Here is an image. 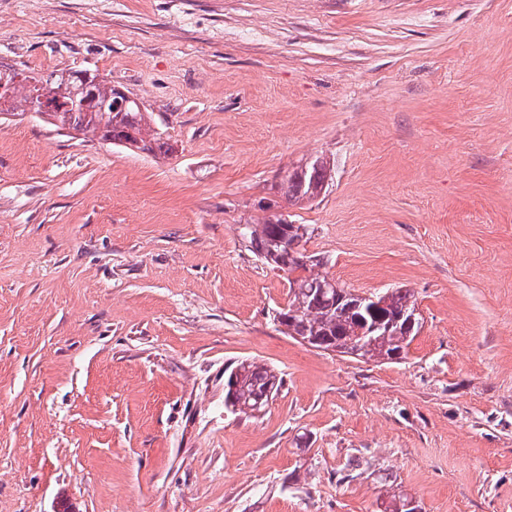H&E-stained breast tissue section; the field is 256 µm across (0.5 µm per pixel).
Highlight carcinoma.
Masks as SVG:
<instances>
[{"label":"carcinoma","instance_id":"carcinoma-1","mask_svg":"<svg viewBox=\"0 0 512 512\" xmlns=\"http://www.w3.org/2000/svg\"><path fill=\"white\" fill-rule=\"evenodd\" d=\"M8 78L6 94L0 93V112L8 113L23 108L31 111L47 92L58 100L69 101L79 88L77 79L37 77L16 69L9 73L0 71V80ZM95 110L74 108L67 112H53L47 122L57 128L70 130L77 135L92 134L112 139L115 145L134 147L140 151L165 154L166 143L161 141L151 127L150 113L143 111L134 99H128L122 109L114 107L117 88L106 80L95 86ZM330 171V163L315 158L305 168L289 173L281 184L288 200H311L312 184L321 183ZM302 225L293 224L282 216L267 218L258 224L240 228V236L265 264L288 268L293 275L289 280V300L275 316L284 333L300 336L313 342V347L327 350L334 348L351 357L399 361L406 357L407 348L419 331V320H410L416 310V298L408 288H394L382 307H376L369 298L353 293L347 288L333 293H321L314 284L325 279L320 274L308 272L310 257L299 250L293 254L273 253L274 242L282 237L303 241ZM241 379L238 390L239 406L236 411L254 415L269 405L268 392H278L283 378L274 370L256 362L243 361L236 365Z\"/></svg>","mask_w":512,"mask_h":512}]
</instances>
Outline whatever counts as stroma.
Wrapping results in <instances>:
<instances>
[{
    "label": "stroma",
    "instance_id": "35a3bbf8",
    "mask_svg": "<svg viewBox=\"0 0 512 512\" xmlns=\"http://www.w3.org/2000/svg\"><path fill=\"white\" fill-rule=\"evenodd\" d=\"M0 63L107 78L170 147L0 116V512H512V0H0ZM280 214L413 290L405 359L279 330L239 229ZM245 360L284 379L253 416ZM330 172V163L324 158L316 157L309 166L288 173L281 184V189L289 201L304 202L312 200L310 188L313 183H321Z\"/></svg>",
    "mask_w": 512,
    "mask_h": 512
}]
</instances>
